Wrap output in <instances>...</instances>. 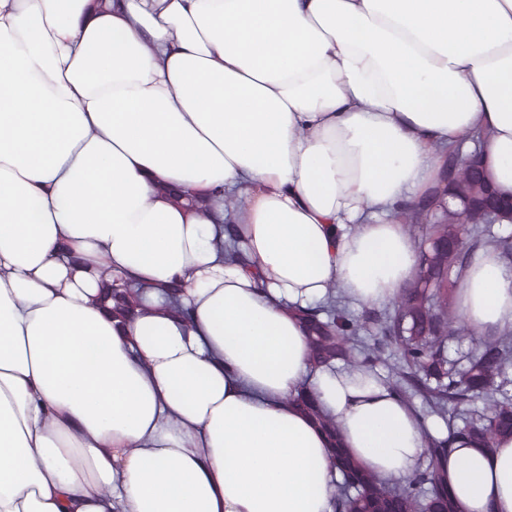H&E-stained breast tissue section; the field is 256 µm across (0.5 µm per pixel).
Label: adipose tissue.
Returning a JSON list of instances; mask_svg holds the SVG:
<instances>
[{
    "mask_svg": "<svg viewBox=\"0 0 512 512\" xmlns=\"http://www.w3.org/2000/svg\"><path fill=\"white\" fill-rule=\"evenodd\" d=\"M451 144L512 195V0H0V512H335L304 392L411 477L445 420L314 365L298 312L413 279L396 208ZM104 270L145 289L126 321ZM455 305L512 331L495 248ZM445 467L458 512H512V437Z\"/></svg>",
    "mask_w": 512,
    "mask_h": 512,
    "instance_id": "ef3b65f1",
    "label": "adipose tissue"
}]
</instances>
